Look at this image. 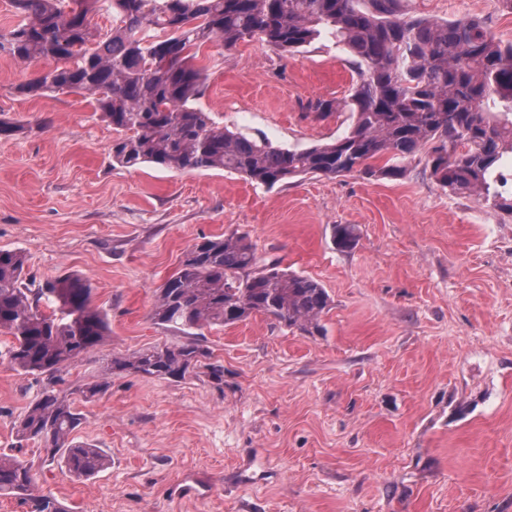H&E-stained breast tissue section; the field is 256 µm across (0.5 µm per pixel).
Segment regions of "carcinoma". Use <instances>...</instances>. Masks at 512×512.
Segmentation results:
<instances>
[{
  "instance_id": "1",
  "label": "carcinoma",
  "mask_w": 512,
  "mask_h": 512,
  "mask_svg": "<svg viewBox=\"0 0 512 512\" xmlns=\"http://www.w3.org/2000/svg\"><path fill=\"white\" fill-rule=\"evenodd\" d=\"M99 2L13 0L23 21L0 33V55L25 65L53 59V68L14 91L90 96L118 133L113 162L221 169L272 188L307 174L398 178L424 151L441 188L512 212L502 171L512 153V43L497 41L480 21L405 19L400 0H108L114 23L102 33L91 23ZM252 38L285 54L322 39L346 47L356 74L350 95L342 103L318 98L309 109L319 119L347 109L350 131L296 150L213 121L198 106L209 87L208 69L196 64L199 49L219 40L229 50ZM380 159L385 164L374 165ZM333 234L341 249L357 245L351 224L334 225ZM25 263L22 253L0 249V331L13 338L12 369L51 383L107 341L109 321L93 304L88 278L64 274L30 288ZM155 294L153 320L196 330L261 314L313 334L330 305L319 281L266 260L237 232L192 244ZM201 358L210 353L196 342L113 357L106 378L83 394L106 390L114 372L184 380ZM80 424L72 403L46 388L15 425L18 447L43 439L48 461L77 477L94 476L107 459L74 441ZM2 494L23 498L31 512H66L52 494L36 491L31 468L13 456L0 455Z\"/></svg>"
}]
</instances>
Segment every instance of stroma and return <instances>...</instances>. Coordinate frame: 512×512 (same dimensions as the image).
Wrapping results in <instances>:
<instances>
[{
    "instance_id": "obj_1",
    "label": "stroma",
    "mask_w": 512,
    "mask_h": 512,
    "mask_svg": "<svg viewBox=\"0 0 512 512\" xmlns=\"http://www.w3.org/2000/svg\"><path fill=\"white\" fill-rule=\"evenodd\" d=\"M407 17L482 21L512 42V0H400ZM199 105L228 130L305 149L346 134L347 50L331 40L283 55L252 40L203 46ZM0 57V249L25 281L90 279L111 338L59 375L82 415L76 438L109 466L75 478L44 441L13 427L45 382L12 370L0 333V453L32 464L39 491L70 512H512V213L436 185L416 157L398 179L299 176L267 188L220 169L113 163L115 133L90 98H25L48 69ZM359 242L337 249L332 227ZM238 231L259 254L313 277L331 304L308 335L266 316L204 329L156 324L155 290L200 237ZM200 341L224 367L180 382L113 373L107 362Z\"/></svg>"
}]
</instances>
